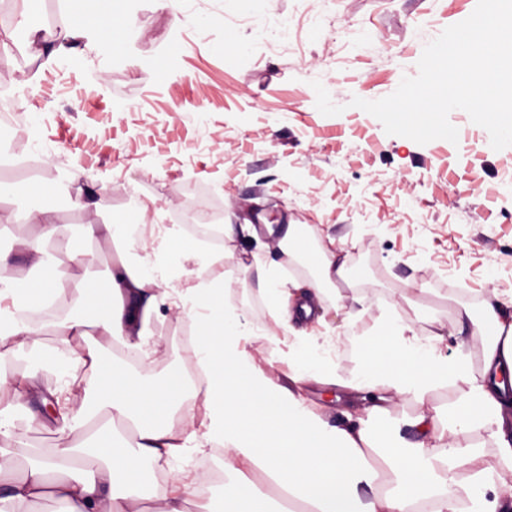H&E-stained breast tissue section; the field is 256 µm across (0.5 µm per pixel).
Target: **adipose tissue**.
<instances>
[{"mask_svg":"<svg viewBox=\"0 0 512 512\" xmlns=\"http://www.w3.org/2000/svg\"><path fill=\"white\" fill-rule=\"evenodd\" d=\"M131 30L129 13L114 14L103 29L94 12L65 7L54 30L42 40L46 63L82 54L83 43L105 32L122 47ZM85 239L97 245L123 241L104 278L83 277L68 302L70 312L54 330L78 374L52 392L57 443L36 459L16 434L10 412L38 388L35 373L0 363V436L13 440L0 448V512L18 502L60 503L63 512H188L178 489L146 495L140 488L146 463L180 456L186 449L224 452V512H512V296L484 300L480 315L461 308L454 325L440 313L422 326L390 316L363 337L356 366L344 372L330 328L315 303L326 286L347 280L348 268L335 241L312 246L302 229L279 225L286 255L309 257L320 275L310 293L292 297L280 288L275 270L260 269L259 281L278 331L269 337L285 383L274 381L257 361V336L229 301L221 283L211 280L172 285V273L188 275L207 252L177 224H153L131 235L119 220L98 223L109 202L94 183L79 189L73 202ZM36 225L38 233L20 246L31 268L49 263L52 251L69 246L71 225L56 208L20 205L0 213V223ZM62 279L34 275L0 276V342L13 340L23 353L41 341L40 323L21 311L58 301ZM191 323L190 360L200 381L161 382L116 369L107 353L114 347L151 356L150 323L163 308ZM98 310V319L84 311ZM315 319L319 331L300 332V320ZM488 327L482 367L470 354H444L449 336ZM344 390L351 407L329 423L308 404L312 384ZM202 399L201 409L189 396ZM412 399L419 412L402 417L415 438L375 448L376 432L390 428L399 401ZM481 438L449 443L446 422ZM496 466L485 463L486 447ZM466 481H458V470ZM263 485L250 488L249 476Z\"/></svg>","mask_w":512,"mask_h":512,"instance_id":"1","label":"adipose tissue"}]
</instances>
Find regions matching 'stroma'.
I'll return each instance as SVG.
<instances>
[{
  "label": "stroma",
  "instance_id": "obj_1",
  "mask_svg": "<svg viewBox=\"0 0 512 512\" xmlns=\"http://www.w3.org/2000/svg\"><path fill=\"white\" fill-rule=\"evenodd\" d=\"M476 0H190L175 13L162 0H135L126 46L95 45L103 81L87 78L85 56L45 66L18 33L0 54V87L25 82L27 106L42 122L25 142L0 124V152L27 150L57 172L82 168L105 187L114 216L136 225L164 216L206 215L209 225L252 224L256 235L220 236V261L196 268L195 279L222 276L231 299L259 331L274 329L254 267L278 269L284 287L317 275L293 269L265 223L303 224L318 240L334 238L346 256L328 321L337 341L366 331L386 313L403 318L440 311L455 320L466 294L490 298L512 291V146L488 150L486 130L464 112L450 122L469 139L467 152L443 139L420 145L387 134L381 122L353 107L377 100L403 77L416 76L425 46L447 21L466 19ZM215 20L196 29L191 11ZM290 30L287 50L267 48L266 27ZM250 41L237 54L229 38ZM178 43L168 73L154 83L141 66ZM320 81L336 116L316 107ZM61 249L75 276L105 277L110 250L83 255ZM186 326L163 311L150 326L155 351L141 374L160 380L185 372L188 353L177 336ZM212 450H188L148 465L144 490L164 478L194 483Z\"/></svg>",
  "mask_w": 512,
  "mask_h": 512
}]
</instances>
